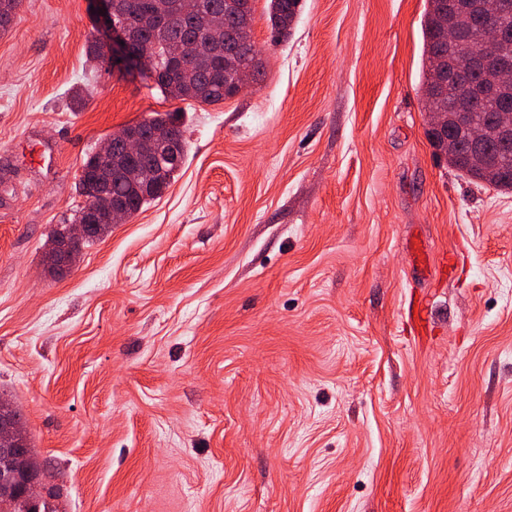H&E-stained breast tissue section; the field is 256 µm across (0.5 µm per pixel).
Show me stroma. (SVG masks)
<instances>
[{"instance_id":"obj_1","label":"stroma","mask_w":512,"mask_h":512,"mask_svg":"<svg viewBox=\"0 0 512 512\" xmlns=\"http://www.w3.org/2000/svg\"><path fill=\"white\" fill-rule=\"evenodd\" d=\"M261 83L174 100L89 59V0L0 34V396L57 512H512V192L434 154L425 0H301ZM170 188L43 251L152 112ZM179 120V112H154L148 118L128 124L120 129H140L148 135L149 143L146 145L144 153L138 158L127 156L119 139L113 141L112 133V136L99 147V153L104 156L109 152L112 145L111 153L107 157L101 158L98 157L95 151L87 155L83 162V170L96 176L108 186L111 202L113 197L125 200L129 217L139 212L149 201L161 197L180 176L188 156L189 145L184 137V131ZM159 141L180 143V160L177 165L171 163L164 165L150 191L153 195L150 198H145L141 194L134 172L148 159L152 151V145ZM128 215L122 208L112 206L113 224L123 223Z\"/></svg>"}]
</instances>
